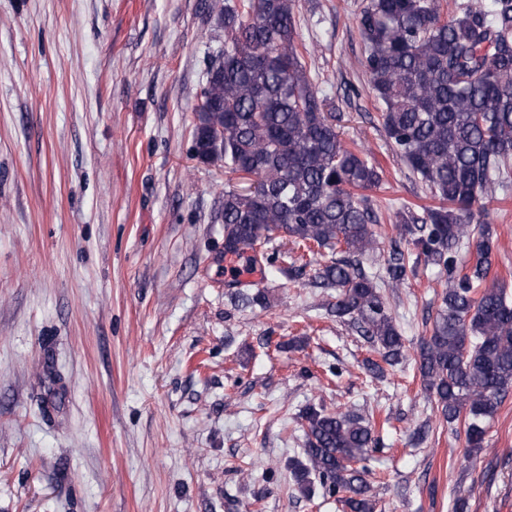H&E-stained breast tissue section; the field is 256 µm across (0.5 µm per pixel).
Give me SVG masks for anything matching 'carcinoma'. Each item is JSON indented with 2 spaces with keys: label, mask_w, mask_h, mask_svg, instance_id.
<instances>
[{
  "label": "carcinoma",
  "mask_w": 512,
  "mask_h": 512,
  "mask_svg": "<svg viewBox=\"0 0 512 512\" xmlns=\"http://www.w3.org/2000/svg\"><path fill=\"white\" fill-rule=\"evenodd\" d=\"M362 0L354 20L364 45V74L383 104L381 127L393 151L430 192L422 216L395 229L407 250H393L387 283L418 275L419 259L445 288L418 351V372L448 429L463 427L467 456L483 447L488 422L512 389V301L486 280L491 225H472V208L489 214L492 188L512 163V0ZM296 0H205L204 14L224 28V45L207 57L195 108L194 157L253 178L254 189L224 191L219 220L224 255L256 261L274 238L310 253L337 255L288 278L336 289L331 313L359 324L384 373L404 357L403 336L362 261L373 255L380 223L369 192L382 169L348 148L327 110L328 95L300 51ZM474 261L464 268L463 255ZM305 448L292 465L307 498L323 495L348 512H375L361 462L384 445L355 412L308 408Z\"/></svg>",
  "instance_id": "carcinoma-1"
}]
</instances>
